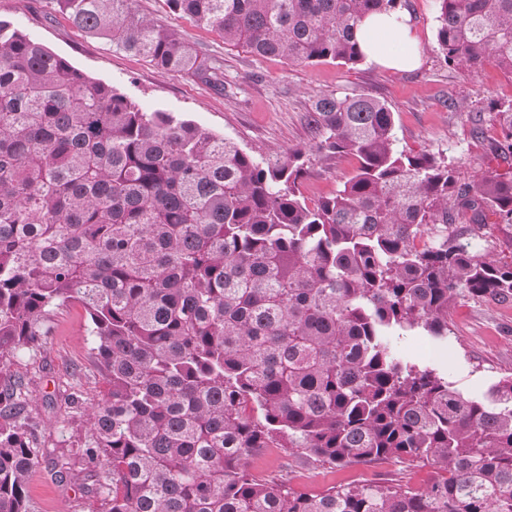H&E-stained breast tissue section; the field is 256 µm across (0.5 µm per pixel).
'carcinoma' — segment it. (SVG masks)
<instances>
[{"label": "carcinoma", "mask_w": 512, "mask_h": 512, "mask_svg": "<svg viewBox=\"0 0 512 512\" xmlns=\"http://www.w3.org/2000/svg\"><path fill=\"white\" fill-rule=\"evenodd\" d=\"M450 66L512 75V0H437ZM135 0H56L75 27L224 90V68ZM224 44L291 64L365 59L363 19L402 0H165ZM512 154V101L493 105ZM308 148L254 155L169 112H144L0 18V366L33 359L80 305L105 380L71 408L89 428L58 473L100 468L103 512H512V375L465 398L391 336L448 337L459 297L512 299V262L450 230L512 224V177L463 182L396 148L384 101L324 94ZM359 166L334 195L300 191L314 156ZM25 379L0 388V512H37L44 454ZM278 448L329 465L389 458L445 472L295 491L248 459Z\"/></svg>", "instance_id": "obj_1"}]
</instances>
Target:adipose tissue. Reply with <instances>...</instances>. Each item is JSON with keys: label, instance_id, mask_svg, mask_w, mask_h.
<instances>
[{"label": "adipose tissue", "instance_id": "adipose-tissue-1", "mask_svg": "<svg viewBox=\"0 0 512 512\" xmlns=\"http://www.w3.org/2000/svg\"><path fill=\"white\" fill-rule=\"evenodd\" d=\"M357 37L367 60L380 65L405 69L420 56L418 36L401 11L367 16Z\"/></svg>", "mask_w": 512, "mask_h": 512}]
</instances>
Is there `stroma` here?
<instances>
[{
    "label": "stroma",
    "mask_w": 512,
    "mask_h": 512,
    "mask_svg": "<svg viewBox=\"0 0 512 512\" xmlns=\"http://www.w3.org/2000/svg\"><path fill=\"white\" fill-rule=\"evenodd\" d=\"M136 6L175 26L198 51L222 57L225 91L181 73L161 72L141 57L87 37L52 0H0V17L87 76L116 87L144 111L180 115L244 148L284 150L312 143L315 134L304 115L313 102L328 93L356 94L391 106L397 149L445 158L463 181L485 172H512V156L503 157L496 149L500 133L488 110L490 101L512 100V76L491 65L478 71L448 67L436 42V0H407L421 55L420 66L407 71L366 61L356 66L294 65L278 57L258 58L226 46L207 27L174 19L163 0H136ZM356 167L352 157L315 163L300 189L312 202L333 195ZM464 237L479 253L512 260V225L497 223L495 216H487L481 225H466ZM392 343L401 357L435 369L453 390L483 398L500 378L512 375V301L459 298L448 316L447 339H435L416 328L396 331ZM17 374L29 380L32 413L41 422L48 448L66 449L81 422L65 404L63 390L80 384L90 400L104 390L90 356L81 306L59 310L41 353L33 361L0 369V386ZM249 468L265 480L286 479L302 492L370 481L399 483L416 491L437 476L431 465L395 461L315 468L287 460L276 448L252 456ZM101 476L100 469L79 465L62 477L42 457L32 470L29 493L38 512H97L90 489Z\"/></svg>",
    "instance_id": "1"
}]
</instances>
